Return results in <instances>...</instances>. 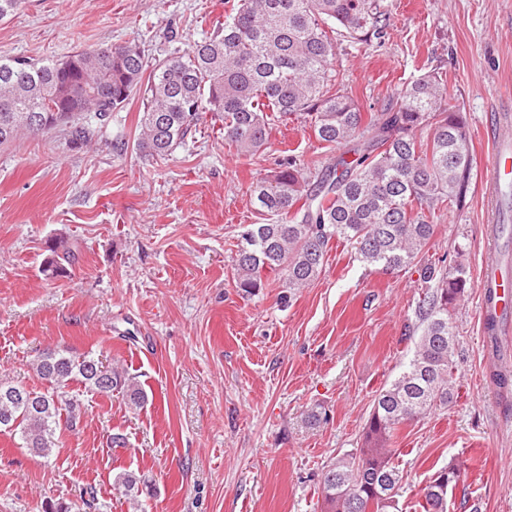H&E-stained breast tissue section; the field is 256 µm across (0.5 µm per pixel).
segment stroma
Instances as JSON below:
<instances>
[{
    "instance_id": "stroma-1",
    "label": "stroma",
    "mask_w": 512,
    "mask_h": 512,
    "mask_svg": "<svg viewBox=\"0 0 512 512\" xmlns=\"http://www.w3.org/2000/svg\"><path fill=\"white\" fill-rule=\"evenodd\" d=\"M382 41L339 38L344 87L368 112L395 106L396 88L446 75L472 155L463 207L436 212L422 263L463 264L471 286L456 314V394L409 421L391 441L402 479L399 512H419L418 492L441 467L463 464L476 512H512V342L490 352L480 333L485 242L482 126L512 106V0H388ZM224 0H26L0 21V56L57 59L137 40L148 62L210 37ZM141 99L89 134L68 128L24 135L0 148V376L38 387L31 364L45 349L91 351L120 362L149 396L81 398L77 430H62L49 457L0 434V512H132L114 475L146 478L145 512H326L324 472L362 443L373 400L413 352L421 265L383 271L332 243L320 276L281 306L278 286L254 296L234 285L243 225L255 224L248 187L286 150L318 167L332 157L308 125L273 126L265 150L239 157L222 118L202 113L164 161L136 148ZM65 241L76 260L43 272ZM327 412L312 426L311 411ZM123 435L121 448L108 447Z\"/></svg>"
}]
</instances>
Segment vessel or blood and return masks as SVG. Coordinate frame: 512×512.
<instances>
[{
	"label": "vessel or blood",
	"instance_id": "1",
	"mask_svg": "<svg viewBox=\"0 0 512 512\" xmlns=\"http://www.w3.org/2000/svg\"><path fill=\"white\" fill-rule=\"evenodd\" d=\"M488 131L493 147L482 163V184L491 200L488 211L487 245L489 251H496L500 233L497 228L501 220L497 203L502 184L512 177V114L497 112L487 117ZM482 288L491 289L495 299V313L498 317L496 333L500 336L512 334V278L501 274L495 264H488L481 282Z\"/></svg>",
	"mask_w": 512,
	"mask_h": 512
}]
</instances>
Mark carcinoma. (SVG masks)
<instances>
[{"instance_id": "obj_1", "label": "carcinoma", "mask_w": 512, "mask_h": 512, "mask_svg": "<svg viewBox=\"0 0 512 512\" xmlns=\"http://www.w3.org/2000/svg\"><path fill=\"white\" fill-rule=\"evenodd\" d=\"M386 0H226L224 27L181 53L149 66L136 41L83 49L47 63L0 57V146L25 133L59 126L86 137L88 112L104 118L135 96L138 150L166 159L202 112L224 115V145L253 157L268 143L271 125L292 115L307 120L315 138L339 153L306 169L293 156L251 182L261 224H246L234 258L235 287L253 295L273 283L282 300L316 280L332 241L352 245L361 262L384 269L413 264L436 229L430 217L466 200L472 159L463 116L447 105L439 73L397 90V107L366 112L343 89L335 68L334 27L368 41L386 34ZM44 272L57 276L74 251L50 248ZM428 288L416 305L420 334L402 373L376 395L363 444L323 475L328 512H395L400 471L388 447L398 426L452 402L456 372L455 315L470 287L466 268H424ZM92 353L48 348L32 363L39 390L0 379V433L20 434L49 456L57 431L80 422L79 395L122 394L138 408L141 385ZM467 481L456 464L436 471L421 489L422 512H448V495ZM133 506L148 482L128 470L115 475Z\"/></svg>"}]
</instances>
